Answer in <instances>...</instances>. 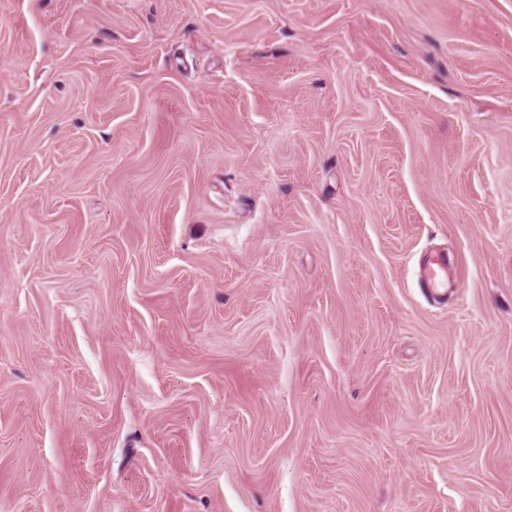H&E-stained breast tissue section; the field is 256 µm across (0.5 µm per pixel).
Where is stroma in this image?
I'll return each instance as SVG.
<instances>
[{
	"label": "stroma",
	"instance_id": "stroma-1",
	"mask_svg": "<svg viewBox=\"0 0 512 512\" xmlns=\"http://www.w3.org/2000/svg\"><path fill=\"white\" fill-rule=\"evenodd\" d=\"M0 512H512V0H0ZM448 260L441 253H432L421 265L419 278L424 287L436 296H443L448 288Z\"/></svg>",
	"mask_w": 512,
	"mask_h": 512
}]
</instances>
